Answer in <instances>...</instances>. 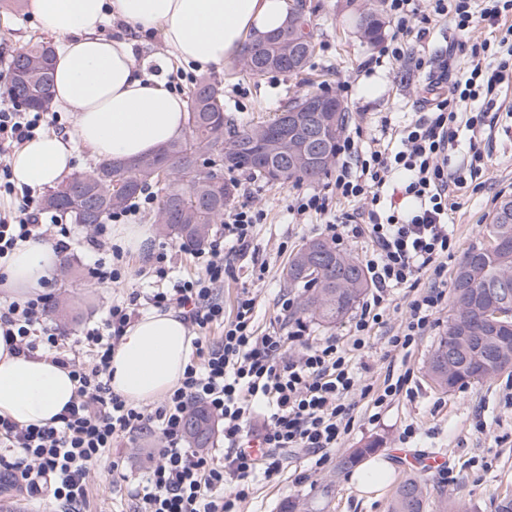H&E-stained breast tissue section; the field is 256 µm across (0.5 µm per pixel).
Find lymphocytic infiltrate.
I'll list each match as a JSON object with an SVG mask.
<instances>
[{
  "instance_id": "lymphocytic-infiltrate-1",
  "label": "lymphocytic infiltrate",
  "mask_w": 512,
  "mask_h": 512,
  "mask_svg": "<svg viewBox=\"0 0 512 512\" xmlns=\"http://www.w3.org/2000/svg\"><path fill=\"white\" fill-rule=\"evenodd\" d=\"M383 7L395 23L381 50L389 62L405 61L409 41L423 40L437 16L448 17L470 39L457 46L466 63L450 74L447 91L435 94L403 127L382 125L380 137L368 146L349 135L340 139L331 191L297 194L287 206L295 223L319 215L332 241L364 245L372 289L351 320L350 349L332 336H307L301 323L292 331L282 326L258 331L257 296L248 288L234 316L225 317L217 289L231 270V255L248 248L254 226L264 219L262 209L246 203L225 212L223 236L197 251V274L174 277L173 255L159 246L145 271L152 289L107 297L103 323L86 329L82 338L69 340L48 319L49 293L10 302L0 307V334L11 348L19 354L43 352L68 368L78 384L57 425L22 426L0 417V469L30 496L48 494L59 512H80L92 470L114 440L150 429L158 445L144 478L128 491L136 512H240L257 475L278 472L283 453L307 452L316 469L325 463L354 425L353 393L380 409L402 391L403 375L378 392L361 384L348 353L365 348L395 290L416 285L423 275L431 285L409 302L389 347L409 348L434 322L445 297L447 260L457 246L449 219L459 192L488 170L502 88L512 83V0H428L423 14L415 0H383ZM60 122V113L33 112L1 99L0 153ZM153 202L152 195H144L95 225L87 240L93 283L124 282L126 253L113 243L110 227L131 223ZM74 233L73 225L48 213L39 196L25 194L16 210L0 214V266L21 242L42 238L65 251ZM149 308L180 311L194 335L195 354L179 386L153 407L129 403L110 385L112 354L124 330ZM215 327L223 328V336L211 338ZM198 405L224 425L222 455L186 441L185 420Z\"/></svg>"
}]
</instances>
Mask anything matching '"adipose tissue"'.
<instances>
[{
    "instance_id": "ef3b65f1",
    "label": "adipose tissue",
    "mask_w": 512,
    "mask_h": 512,
    "mask_svg": "<svg viewBox=\"0 0 512 512\" xmlns=\"http://www.w3.org/2000/svg\"><path fill=\"white\" fill-rule=\"evenodd\" d=\"M54 38L53 104L74 115L75 133L41 134L11 157L12 180L32 189L71 176L75 159L134 160L183 134L186 105L160 71L176 59L198 69L225 66L247 38H261L289 20L288 0H28ZM127 34L101 36L110 19ZM159 28L167 54L154 72L139 67L129 32ZM61 263L51 243L28 240L10 255L5 286L20 300L40 289ZM192 337L180 313L152 309L125 330L111 360V387L141 404L174 390L192 356ZM68 369L41 353H15L0 337V416L21 425H53L74 398Z\"/></svg>"
}]
</instances>
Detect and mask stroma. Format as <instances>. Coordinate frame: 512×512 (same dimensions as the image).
<instances>
[{"label": "stroma", "instance_id": "1", "mask_svg": "<svg viewBox=\"0 0 512 512\" xmlns=\"http://www.w3.org/2000/svg\"><path fill=\"white\" fill-rule=\"evenodd\" d=\"M311 30L318 44L310 69L299 77L272 72L259 78L239 74L238 61L210 69V76L224 83V109L244 118L272 119L289 98L306 92L338 95L346 107L345 129L359 132L369 140L381 118L393 124L407 120L417 101L426 94L432 75L416 71L407 63L377 62L378 45L363 42L347 0H305ZM40 21L28 11V0H0V52L15 55L32 40H47ZM237 202L263 209L265 219L253 230L245 255L237 257L234 273L225 277L218 297L225 316H232L243 286L250 282L253 259L265 260L268 272L259 283L256 325L266 330L284 321L278 302L282 295L298 298L288 288L283 268L304 241L323 236L319 217L293 223L287 211L290 194L308 190V183L272 184L237 173ZM480 191L463 190L453 215L457 248L448 259L456 268L465 253L486 243V226L497 203L512 196V135L496 139L491 166ZM91 230L80 227L65 256L74 272L57 270L51 278L53 298L67 304L68 316L60 323L71 337H79L89 326L100 324L106 288L87 277L88 252L82 239ZM413 290L395 291L386 321L371 332L368 345L354 353L352 364L362 383L374 389L384 386L386 377L409 373L406 389L381 411H374L370 399L356 398L354 426L333 450L321 469H312L301 454L286 456L282 471L273 477L257 478L245 512H279L284 500L296 501L301 512H389L392 496L409 475L396 466L394 477L380 495L361 496L349 482L350 469L340 460L354 449L377 443L378 453L390 457L392 449L411 448L445 456L446 468L423 473L426 483V512H447L456 502L466 503L471 512H493L495 498L512 496V372L445 391L436 387L426 373V363L448 328L449 302H442L431 328L409 349L391 352L388 336L394 334L404 317ZM412 436H405V429ZM156 443L154 432L144 431L118 439L109 456L97 465L88 484L85 512H133L126 490L112 481L113 458L124 459L126 471H142L143 459Z\"/></svg>", "mask_w": 512, "mask_h": 512}]
</instances>
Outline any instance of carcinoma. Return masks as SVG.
<instances>
[{
  "label": "carcinoma",
  "instance_id": "cac0c4a2",
  "mask_svg": "<svg viewBox=\"0 0 512 512\" xmlns=\"http://www.w3.org/2000/svg\"><path fill=\"white\" fill-rule=\"evenodd\" d=\"M356 10V28L362 40L370 45L382 38L385 21L377 9L349 0ZM305 48L294 61L285 58V49L270 39L259 45L246 43L241 52L242 71L259 78L277 71L293 77L301 74L314 57L316 43L311 33H299ZM45 45L34 42L13 59L12 70L19 63L26 66L27 82L36 92L42 91L52 73L39 67ZM7 93L12 99L38 110H46L51 102L25 94L17 81H10ZM313 106L326 102L336 114L335 127L324 131L322 140L328 162L308 167L293 160L288 152V133L276 129L275 122L236 121L224 112V87L211 77L195 80L188 92L187 131L157 152L140 158L131 170L117 169L102 160L88 173L79 175L44 201L47 208L66 211L79 224H86L83 210L64 201L86 198L97 206L94 223H102L112 211L124 207L142 191L155 187L160 193L157 212L173 210L176 219L161 224L166 235H174L192 249L202 248L213 226L224 223V208L236 197L234 181H214L201 162L218 157L229 171L245 172L251 177L271 183L317 182L336 164V146L345 126V107L334 96L307 93L288 100L287 110L298 101ZM110 177L124 183L119 195L110 193ZM487 246L473 248L456 268L451 292L452 316L448 330L436 345L428 362L431 380L442 390L491 378L512 369V319L489 314L491 305L504 312L512 311V283L498 280L501 270H512V197L503 199L495 208L486 227ZM345 269L351 285L336 283V268ZM288 287L302 289L297 312L327 325L343 319L369 288L367 271L357 257L336 250L329 242L311 239L304 242L289 258L286 268ZM186 434L196 448L209 444L214 426L204 408L197 407L187 416ZM426 496L416 477L405 479L397 487L390 512H424Z\"/></svg>",
  "mask_w": 512,
  "mask_h": 512
}]
</instances>
